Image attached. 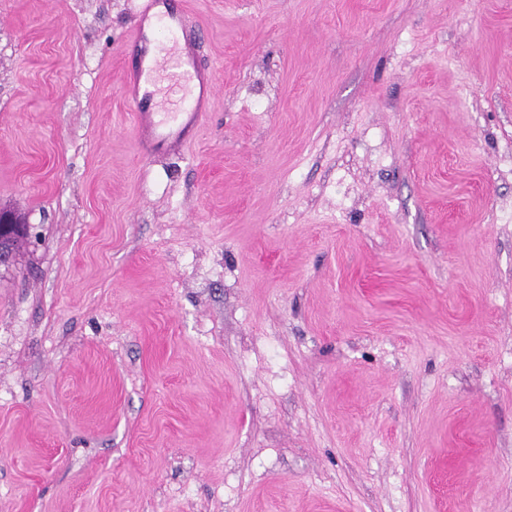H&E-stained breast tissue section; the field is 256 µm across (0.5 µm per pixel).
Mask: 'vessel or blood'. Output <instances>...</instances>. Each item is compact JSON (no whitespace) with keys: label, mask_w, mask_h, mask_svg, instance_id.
Here are the masks:
<instances>
[{"label":"vessel or blood","mask_w":512,"mask_h":512,"mask_svg":"<svg viewBox=\"0 0 512 512\" xmlns=\"http://www.w3.org/2000/svg\"><path fill=\"white\" fill-rule=\"evenodd\" d=\"M185 17L171 0H143L124 56L122 91L133 106V127L142 158L186 145L203 128L216 92L214 71L183 53ZM170 73L180 93L174 106L160 100L158 79Z\"/></svg>","instance_id":"b4317fda"}]
</instances>
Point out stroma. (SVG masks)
I'll return each mask as SVG.
<instances>
[{"mask_svg":"<svg viewBox=\"0 0 512 512\" xmlns=\"http://www.w3.org/2000/svg\"><path fill=\"white\" fill-rule=\"evenodd\" d=\"M0 0V512H512V0ZM170 1H142L128 54H122V91L133 106V127L144 159L177 145L182 149L195 137L205 124L217 88L215 72L198 68L188 53L183 54L179 40L184 36V12ZM149 18L152 28L145 24ZM167 71L180 93L174 107L159 100L158 79ZM192 82L197 92L190 88Z\"/></svg>","mask_w":512,"mask_h":512,"instance_id":"1","label":"stroma"}]
</instances>
